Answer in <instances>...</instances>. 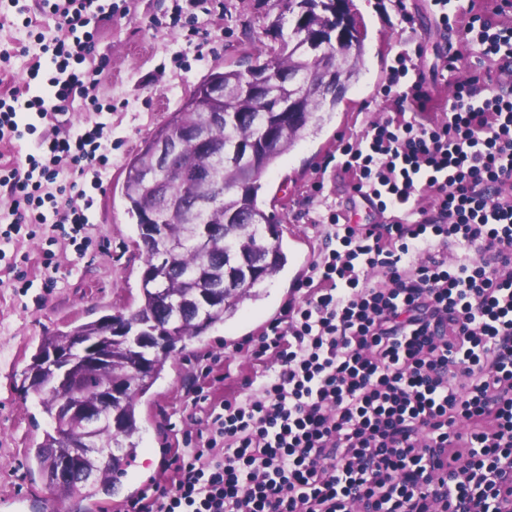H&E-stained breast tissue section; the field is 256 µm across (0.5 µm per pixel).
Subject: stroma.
<instances>
[{"label":"stroma","mask_w":512,"mask_h":512,"mask_svg":"<svg viewBox=\"0 0 512 512\" xmlns=\"http://www.w3.org/2000/svg\"><path fill=\"white\" fill-rule=\"evenodd\" d=\"M365 30L363 75L330 120L282 156L261 179L262 199L273 204L289 262L279 275L258 284L259 300H243L236 316L187 340L168 360L165 371L138 404L143 428L140 451L117 493L100 494L99 502L125 508L142 492V474L169 464L186 434L203 429L211 403L227 396L257 394L270 360L253 355L268 326L282 317L289 301H299L304 257L318 259L331 232L329 213L347 208L353 221L364 223L370 211L351 200L349 175L336 169L342 140L364 133L385 118L381 88L396 53L405 51L426 77L431 93L429 118L448 110L453 83L443 64L449 42L428 15L422 0H353ZM126 14L100 22L98 54L110 66L100 97L112 106V149L104 193L98 198L85 256L73 250L58 254V283L51 292L40 287L22 292L13 276L0 268V375L20 373L42 336L67 322H88L106 313H129L141 286L143 255L133 244L135 221L121 195L124 167L190 93L216 67L265 59L277 46L279 26H291L283 0H216L199 14L198 35L168 27L172 0H128ZM413 21L401 23V11ZM209 371L205 392L210 399L193 403L190 389ZM50 422L35 397H22L0 384V492L26 493L28 512H88L86 500L62 497L40 479L32 461Z\"/></svg>","instance_id":"35a3bbf8"}]
</instances>
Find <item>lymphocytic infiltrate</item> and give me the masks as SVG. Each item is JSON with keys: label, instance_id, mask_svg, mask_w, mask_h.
<instances>
[{"label": "lymphocytic infiltrate", "instance_id": "obj_1", "mask_svg": "<svg viewBox=\"0 0 512 512\" xmlns=\"http://www.w3.org/2000/svg\"><path fill=\"white\" fill-rule=\"evenodd\" d=\"M430 0L437 27L463 31L488 68L456 82L444 121L398 52L382 94L391 114L346 142L337 165L389 224L329 217L336 246L303 300L273 322L255 358L273 356L259 396L221 401L201 448L133 512H512V25ZM25 40L22 84L0 94V141L32 152L0 164V263L16 287L57 285L55 245L89 246L109 166L111 105L98 96L93 18L114 0H38L54 33L9 0ZM92 124L62 127L74 101ZM429 190L430 208L416 205ZM41 238L29 279L9 247ZM475 261H449V245Z\"/></svg>", "mask_w": 512, "mask_h": 512}]
</instances>
